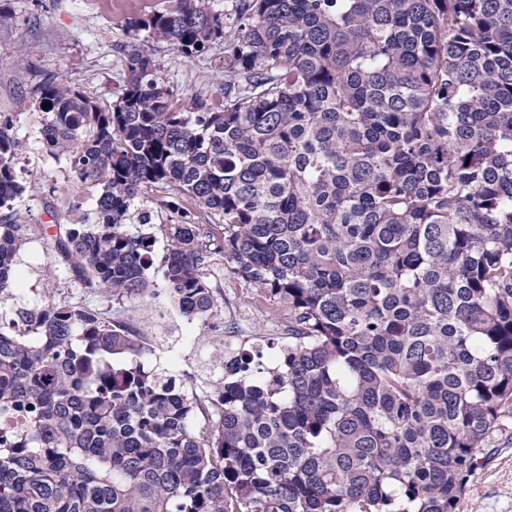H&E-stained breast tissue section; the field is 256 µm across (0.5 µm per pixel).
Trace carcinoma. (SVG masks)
<instances>
[{
  "instance_id": "cac0c4a2",
  "label": "carcinoma",
  "mask_w": 512,
  "mask_h": 512,
  "mask_svg": "<svg viewBox=\"0 0 512 512\" xmlns=\"http://www.w3.org/2000/svg\"><path fill=\"white\" fill-rule=\"evenodd\" d=\"M206 0L130 27L101 107L38 89L40 138L97 190L55 241L67 287L164 288L211 316V268L288 345L188 393L84 303L16 306L29 224L0 222V512H455L512 414V0ZM224 43V98L185 103L140 40ZM0 123V208L25 191ZM168 223L155 229L153 217ZM202 417L206 430L193 423Z\"/></svg>"
}]
</instances>
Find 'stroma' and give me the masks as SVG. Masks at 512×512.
<instances>
[{"mask_svg": "<svg viewBox=\"0 0 512 512\" xmlns=\"http://www.w3.org/2000/svg\"><path fill=\"white\" fill-rule=\"evenodd\" d=\"M176 0H118L115 11L104 9L99 0H0V114L16 120L17 135L26 144L17 163L22 180L32 183V192L17 199L12 208L0 209V219L11 217L21 224H71L76 219L74 203L84 210L94 208L91 194L68 177L64 161L48 156L39 140L40 114L32 102L38 86L49 77L73 79L86 96L100 106H109L125 76L123 45L127 25L133 19H149L172 9ZM168 86L183 99L210 101L224 95L223 45H213L208 54L186 59L162 42L143 43ZM40 235H33L22 253L19 269L27 290L20 301L33 305L41 294L59 286L64 265L54 253L38 256ZM150 276L158 287L153 297L130 301L121 316L152 346L166 344L182 354L180 374L202 382L206 379L202 343L224 335L228 319H236V335L242 336V351L254 342L271 339L272 351L282 342L252 301L253 291L226 274H216L212 285L218 299L216 315L194 321L196 342L184 341L185 323L164 287L162 272L152 268ZM456 512H512V415L484 449L469 479Z\"/></svg>", "mask_w": 512, "mask_h": 512, "instance_id": "stroma-1", "label": "stroma"}]
</instances>
